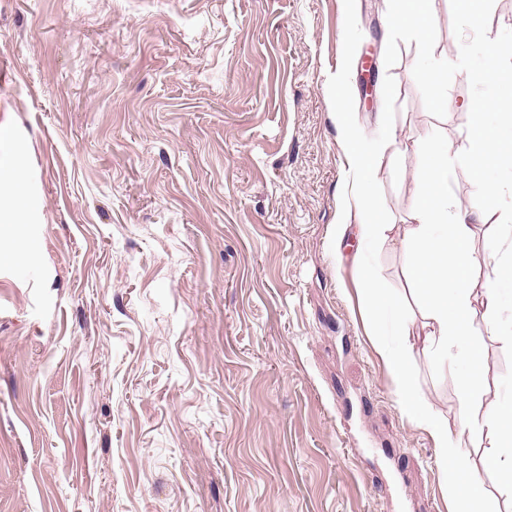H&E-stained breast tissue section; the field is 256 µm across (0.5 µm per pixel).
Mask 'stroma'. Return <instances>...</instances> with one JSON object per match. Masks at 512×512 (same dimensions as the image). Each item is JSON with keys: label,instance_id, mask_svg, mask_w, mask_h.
I'll return each mask as SVG.
<instances>
[{"label": "stroma", "instance_id": "obj_1", "mask_svg": "<svg viewBox=\"0 0 512 512\" xmlns=\"http://www.w3.org/2000/svg\"><path fill=\"white\" fill-rule=\"evenodd\" d=\"M388 0H0V512H448L428 436L357 301L352 167L330 92L379 150L391 232L372 263L405 292L399 235L426 136L466 147L469 80L437 118L415 44L384 54ZM455 201L478 258L499 213ZM27 198L16 212L14 196ZM472 334L484 400L512 350ZM449 423L458 374L410 357Z\"/></svg>", "mask_w": 512, "mask_h": 512}]
</instances>
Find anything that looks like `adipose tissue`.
Instances as JSON below:
<instances>
[{
	"label": "adipose tissue",
	"mask_w": 512,
	"mask_h": 512,
	"mask_svg": "<svg viewBox=\"0 0 512 512\" xmlns=\"http://www.w3.org/2000/svg\"><path fill=\"white\" fill-rule=\"evenodd\" d=\"M339 129L355 170L349 191L358 205L361 311L376 329L375 348L398 387L400 413L426 432L437 448L441 481L452 512H490L489 493L481 473L473 471L464 446L471 437L481 438L482 472L496 475L501 493L512 497V401L490 402L481 412L472 411L470 403L479 393L485 368L482 349L472 337V323L475 316H483L486 334L512 348V328L495 316L502 292L512 288V253L491 257L483 288H471L478 262L471 247L472 227L463 223L448 196L452 150L434 138L420 140L423 188L412 204L413 223L401 240L409 256L412 292L425 316L423 331L413 332L402 297L383 287L368 259L387 231L371 202L378 154L365 144L352 113H343ZM419 344L435 353L440 370H447L452 356L462 365L459 390L464 405L455 425L443 421L413 384L409 358Z\"/></svg>",
	"instance_id": "obj_1"
}]
</instances>
